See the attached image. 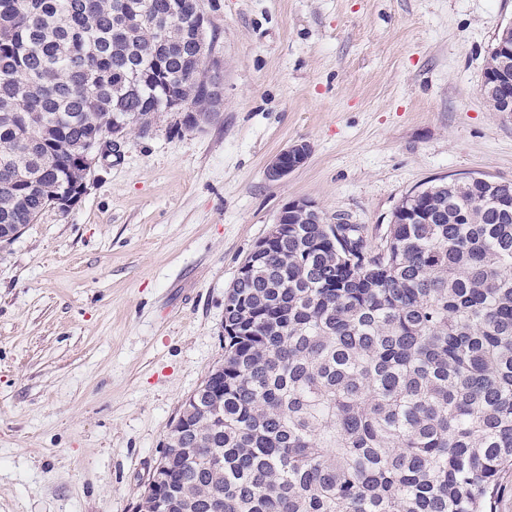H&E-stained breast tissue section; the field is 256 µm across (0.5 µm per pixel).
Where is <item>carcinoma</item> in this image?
Instances as JSON below:
<instances>
[{
  "instance_id": "obj_1",
  "label": "carcinoma",
  "mask_w": 512,
  "mask_h": 512,
  "mask_svg": "<svg viewBox=\"0 0 512 512\" xmlns=\"http://www.w3.org/2000/svg\"><path fill=\"white\" fill-rule=\"evenodd\" d=\"M195 0H0V234L74 190L125 118L207 87ZM372 247L300 218L224 299V375L186 398L158 512H494L512 468V184L442 181Z\"/></svg>"
}]
</instances>
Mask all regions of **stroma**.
Listing matches in <instances>:
<instances>
[{
	"label": "stroma",
	"instance_id": "obj_1",
	"mask_svg": "<svg viewBox=\"0 0 512 512\" xmlns=\"http://www.w3.org/2000/svg\"><path fill=\"white\" fill-rule=\"evenodd\" d=\"M224 111L130 130L80 201L0 247V512H131L186 397L224 359V298L294 199L370 244L408 192L512 183L481 95L512 0H204ZM307 142L287 178L270 158Z\"/></svg>",
	"mask_w": 512,
	"mask_h": 512
}]
</instances>
